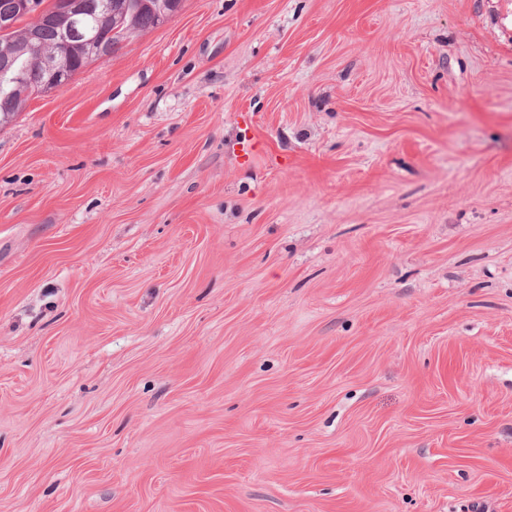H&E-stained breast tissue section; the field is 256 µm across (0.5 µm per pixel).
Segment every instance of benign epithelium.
Returning <instances> with one entry per match:
<instances>
[{
    "instance_id": "1",
    "label": "benign epithelium",
    "mask_w": 512,
    "mask_h": 512,
    "mask_svg": "<svg viewBox=\"0 0 512 512\" xmlns=\"http://www.w3.org/2000/svg\"><path fill=\"white\" fill-rule=\"evenodd\" d=\"M136 3L150 9L157 26L175 14L179 8L178 0H55L54 11L57 17L68 24V40L64 41L56 53L40 49L42 16L40 11L34 9L31 0H15V11L0 14V29L13 28L19 17L29 20L22 47L35 57L37 65L48 76V80L43 83V89L47 90L64 85L70 80V70L61 66L59 59L61 55H69L73 49L69 38L79 40L83 52L92 61H104L111 55V38L86 26L88 13L93 11L112 15V34H126L132 30L127 17Z\"/></svg>"
}]
</instances>
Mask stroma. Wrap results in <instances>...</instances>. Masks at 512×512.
Segmentation results:
<instances>
[{
    "instance_id": "35a3bbf8",
    "label": "stroma",
    "mask_w": 512,
    "mask_h": 512,
    "mask_svg": "<svg viewBox=\"0 0 512 512\" xmlns=\"http://www.w3.org/2000/svg\"><path fill=\"white\" fill-rule=\"evenodd\" d=\"M0 512H512V0H182L0 125Z\"/></svg>"
}]
</instances>
